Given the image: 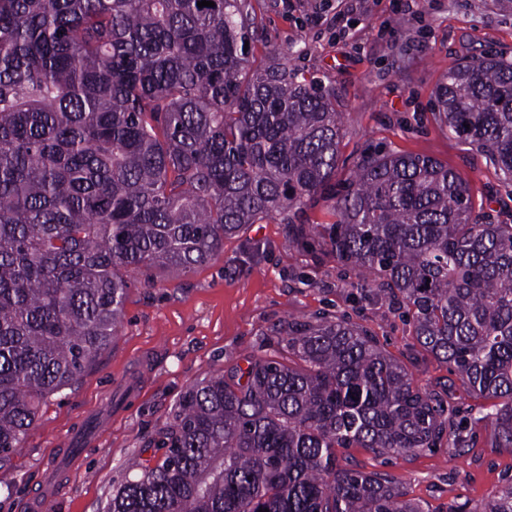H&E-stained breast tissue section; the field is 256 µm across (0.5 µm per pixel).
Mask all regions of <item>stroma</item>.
<instances>
[{
  "instance_id": "stroma-1",
  "label": "stroma",
  "mask_w": 512,
  "mask_h": 512,
  "mask_svg": "<svg viewBox=\"0 0 512 512\" xmlns=\"http://www.w3.org/2000/svg\"><path fill=\"white\" fill-rule=\"evenodd\" d=\"M402 0H252L258 25L253 54L289 61L309 83L334 90L345 128L336 191L348 166L375 148L429 155L465 177L476 213L512 224V198L496 169L433 118L434 91L466 56L487 52L512 59V14L496 0H428L421 15L397 26ZM344 271L322 236L303 247L288 243V227L271 220L225 241L224 252L195 271L157 272V285L133 283L122 327L99 363L42 406L11 468L0 470V512L19 506L41 483L64 440L85 415L104 409L110 388L146 367V379L113 417L82 461L62 475L65 493L51 512H105L112 494L134 478L139 463L157 461L158 442L196 381L245 365L271 342V329L290 319L347 315L406 364L419 387L449 382L445 365L420 347L397 303L362 288ZM477 444L462 455L445 447L402 458L361 448L339 450L366 471L390 473L427 512L475 506L512 477V453L495 448L486 422L471 424Z\"/></svg>"
}]
</instances>
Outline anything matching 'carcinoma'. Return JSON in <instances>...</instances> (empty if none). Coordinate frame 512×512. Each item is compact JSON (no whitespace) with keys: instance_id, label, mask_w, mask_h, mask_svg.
Here are the masks:
<instances>
[{"instance_id":"1","label":"carcinoma","mask_w":512,"mask_h":512,"mask_svg":"<svg viewBox=\"0 0 512 512\" xmlns=\"http://www.w3.org/2000/svg\"><path fill=\"white\" fill-rule=\"evenodd\" d=\"M0 0V470L48 397L118 334L131 274L189 273L224 240L290 212L336 177L335 93L253 59L250 0ZM437 121L512 185V59L464 58ZM325 240L380 281L417 343L490 403L512 453V224L473 218L468 181L426 155L357 158ZM189 387L165 453L107 512H425L391 475L337 449L410 456L449 444V385L421 388L357 322L273 328ZM480 512H512V483Z\"/></svg>"}]
</instances>
